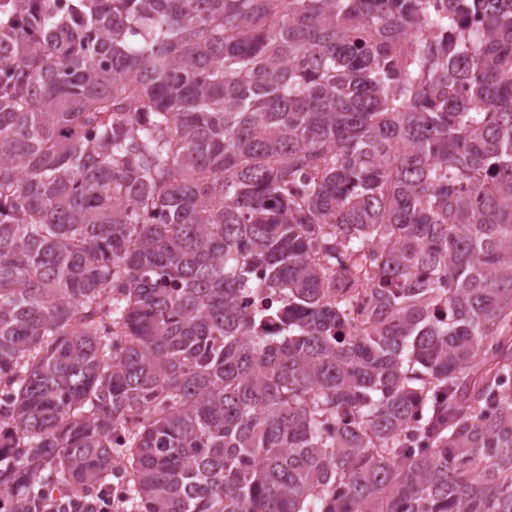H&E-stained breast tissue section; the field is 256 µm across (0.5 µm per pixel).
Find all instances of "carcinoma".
<instances>
[{
	"instance_id": "cac0c4a2",
	"label": "carcinoma",
	"mask_w": 512,
	"mask_h": 512,
	"mask_svg": "<svg viewBox=\"0 0 512 512\" xmlns=\"http://www.w3.org/2000/svg\"><path fill=\"white\" fill-rule=\"evenodd\" d=\"M446 6L0 0L12 512H512V0ZM250 286L241 292V303L249 311H253L267 295L266 274L259 268L252 269L249 275Z\"/></svg>"
}]
</instances>
